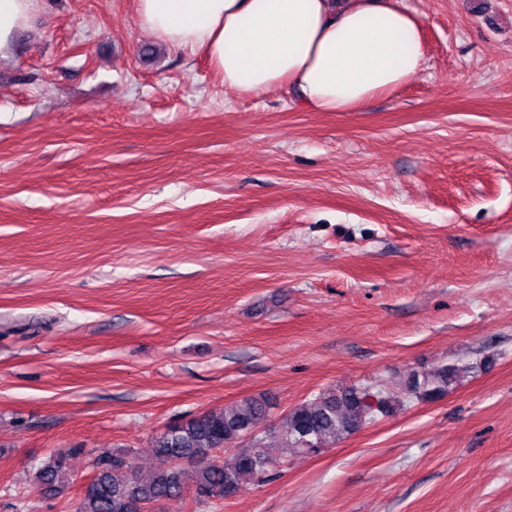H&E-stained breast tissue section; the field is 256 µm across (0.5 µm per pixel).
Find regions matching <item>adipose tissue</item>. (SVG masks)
Here are the masks:
<instances>
[{"instance_id":"1","label":"adipose tissue","mask_w":512,"mask_h":512,"mask_svg":"<svg viewBox=\"0 0 512 512\" xmlns=\"http://www.w3.org/2000/svg\"><path fill=\"white\" fill-rule=\"evenodd\" d=\"M39 0H0V51ZM143 28L202 52L225 88L295 91L303 109L355 112L424 70L421 23L403 0H138Z\"/></svg>"}]
</instances>
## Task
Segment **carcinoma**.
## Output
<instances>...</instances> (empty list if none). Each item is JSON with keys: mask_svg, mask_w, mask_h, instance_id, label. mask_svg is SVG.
Listing matches in <instances>:
<instances>
[{"mask_svg": "<svg viewBox=\"0 0 512 512\" xmlns=\"http://www.w3.org/2000/svg\"><path fill=\"white\" fill-rule=\"evenodd\" d=\"M467 368L444 365L430 372L411 374L402 386L409 399L435 401L448 393ZM397 397L380 383L353 384L321 393L295 405L279 431V447L303 455H318L351 436L380 416L395 410ZM272 405L250 398L166 427L151 440L153 455L164 462L147 480L140 478L132 454L116 451L96 457L93 477L85 485L76 512H133L160 502L196 501L236 496L248 481L262 483L277 458L267 435L249 432L266 422ZM234 448L227 460L219 448ZM70 484V472L61 456H54L35 474L43 493L60 494Z\"/></svg>", "mask_w": 512, "mask_h": 512, "instance_id": "obj_1", "label": "carcinoma"}]
</instances>
